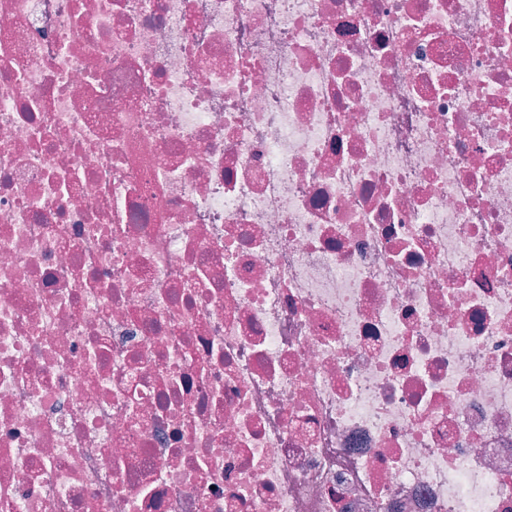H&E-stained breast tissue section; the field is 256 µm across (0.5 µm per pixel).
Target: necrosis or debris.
I'll return each mask as SVG.
<instances>
[{"instance_id":"obj_1","label":"necrosis or debris","mask_w":512,"mask_h":512,"mask_svg":"<svg viewBox=\"0 0 512 512\" xmlns=\"http://www.w3.org/2000/svg\"><path fill=\"white\" fill-rule=\"evenodd\" d=\"M0 512H512V0H0Z\"/></svg>"}]
</instances>
